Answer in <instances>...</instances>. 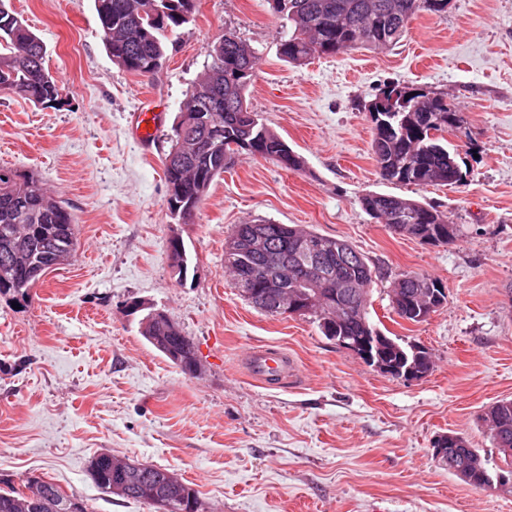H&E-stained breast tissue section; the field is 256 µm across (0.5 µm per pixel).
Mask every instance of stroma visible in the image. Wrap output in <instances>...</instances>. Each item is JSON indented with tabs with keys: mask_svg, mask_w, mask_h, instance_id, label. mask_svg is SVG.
I'll list each match as a JSON object with an SVG mask.
<instances>
[{
	"mask_svg": "<svg viewBox=\"0 0 512 512\" xmlns=\"http://www.w3.org/2000/svg\"><path fill=\"white\" fill-rule=\"evenodd\" d=\"M46 49L63 102L43 108L0 92V167L37 176L77 224L74 260L28 299L0 296V478H40L88 512H151L108 494L89 465L100 452L174 471L208 512H512V492L470 486L433 443L464 436L502 455L480 416L512 398V0H452L419 13L390 49L347 50L302 67L280 55L287 27L268 0H198L161 70L120 69L93 0H11ZM232 30L258 53L247 102L303 160L239 156L192 223L167 206L162 160L186 93ZM444 96L463 126L449 135L463 174L452 186L382 180L366 110L387 82ZM163 114L154 139L129 133L144 95ZM387 193L437 207L459 230L449 245L391 233L359 200ZM302 225L347 241L374 268L367 310L378 330L426 348L434 365L404 381L323 336L311 316L253 308L224 267L235 225ZM193 257L177 280L168 245ZM406 273L436 278L446 302L420 323L389 291ZM140 310H132V303ZM160 310L195 342L190 376L139 334ZM291 354L301 378L254 381L246 352Z\"/></svg>",
	"mask_w": 512,
	"mask_h": 512,
	"instance_id": "stroma-1",
	"label": "stroma"
}]
</instances>
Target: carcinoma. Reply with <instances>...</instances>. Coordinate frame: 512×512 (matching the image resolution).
Returning <instances> with one entry per match:
<instances>
[{"instance_id": "1", "label": "carcinoma", "mask_w": 512, "mask_h": 512, "mask_svg": "<svg viewBox=\"0 0 512 512\" xmlns=\"http://www.w3.org/2000/svg\"><path fill=\"white\" fill-rule=\"evenodd\" d=\"M274 13L288 21V35L281 40L280 55L294 65L303 66L315 56L332 50L364 49L382 51L405 35L411 20L420 12L442 14L448 0H269ZM197 0H94L98 21L107 49L121 69L147 75L158 72L167 51V33L189 22ZM211 63L193 82L181 111L193 112L203 101H211L212 129H196L185 140L188 153L183 163L163 161L168 192L167 205L173 212L184 202L189 190H198L199 182L210 187L242 154L259 156L299 171L300 155L271 131L256 112L250 110L246 90L252 74L244 71L255 66L256 52L234 32L224 31V44L212 45ZM0 89L41 105L52 107L62 100L63 88L44 66L43 44L16 14L6 0H0ZM407 99L395 101L393 109L375 104L367 108L373 123L372 154L382 179L407 185H453L462 180V172L453 170L449 160L456 154L448 148L443 133L456 131L454 106L440 96H429L420 88L403 86ZM212 138L210 150L199 153L192 141ZM362 209L373 219L396 223L434 225L448 223L441 211L421 202L385 193H368L360 199ZM270 245L292 253L294 237L308 234L323 260L324 282L321 289L326 304L336 302V284L350 283L370 288L373 269L354 248L338 249L339 240L311 229L287 224H269ZM60 246L77 247L76 227L64 203L45 191L35 176H17L0 169V266L16 261L19 268L0 279V295L26 299L32 282L27 280L25 264L49 266V255ZM323 335L364 336L376 332L368 312L340 324L329 321L324 309H314ZM140 335L181 370L191 375L196 346L175 324L163 333L140 322ZM497 448L512 449V399H501L489 406L482 418ZM506 467L492 471L483 463L481 471H472L468 483L474 487L491 486L493 480L512 481V454L504 455ZM89 472L104 492L111 491L112 465L103 459L91 460ZM121 498L144 503L154 512H205L203 502L191 485L180 480L173 490L152 496L133 487ZM0 512H87L83 502L39 478L26 481L25 489H0Z\"/></svg>"}]
</instances>
